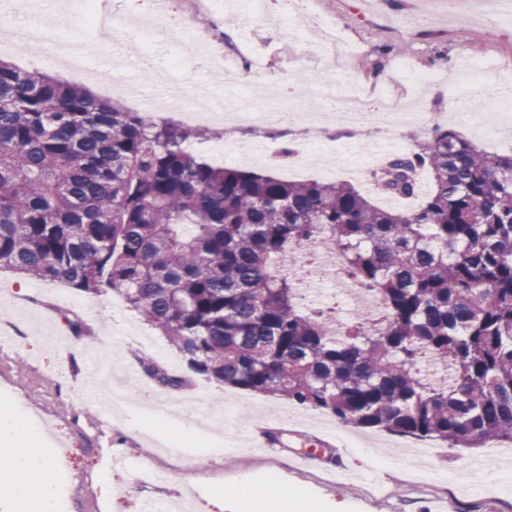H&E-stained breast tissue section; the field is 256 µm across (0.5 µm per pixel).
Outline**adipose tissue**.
Wrapping results in <instances>:
<instances>
[{"instance_id": "adipose-tissue-1", "label": "adipose tissue", "mask_w": 512, "mask_h": 512, "mask_svg": "<svg viewBox=\"0 0 512 512\" xmlns=\"http://www.w3.org/2000/svg\"><path fill=\"white\" fill-rule=\"evenodd\" d=\"M36 437L29 424L16 418L9 408L0 409V496L11 505V512H55L51 469L35 448ZM31 471L41 472L39 487L24 480Z\"/></svg>"}]
</instances>
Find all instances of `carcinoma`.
<instances>
[{
	"instance_id": "obj_1",
	"label": "carcinoma",
	"mask_w": 512,
	"mask_h": 512,
	"mask_svg": "<svg viewBox=\"0 0 512 512\" xmlns=\"http://www.w3.org/2000/svg\"><path fill=\"white\" fill-rule=\"evenodd\" d=\"M197 136L0 63V267L117 293L209 381L450 448L512 442V155L437 124L372 174L395 197L430 175L397 211L348 182L214 167L188 152ZM322 231L382 304L343 336L285 271Z\"/></svg>"
}]
</instances>
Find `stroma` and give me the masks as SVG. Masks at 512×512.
<instances>
[{"instance_id":"stroma-1","label":"stroma","mask_w":512,"mask_h":512,"mask_svg":"<svg viewBox=\"0 0 512 512\" xmlns=\"http://www.w3.org/2000/svg\"><path fill=\"white\" fill-rule=\"evenodd\" d=\"M117 19L113 37L90 26L77 13L43 11L40 19L53 23L61 37L84 42H102L105 50L93 57L96 76L89 84L101 89L120 76L138 86L137 98L120 96L132 112H152L156 122L183 125L173 110L160 108L171 80L184 87L207 86L213 103L221 107L246 103L265 107L263 78L278 74L287 83L278 84L277 96L289 101L291 86L307 88L304 104L317 109L323 94L336 101L363 93L377 101L379 91L405 104L415 89L399 68L412 62L421 72L435 76L427 101L429 111L440 114L470 112L471 88L500 84L491 65L496 58L512 57V24L494 30L455 22L446 6H439L420 25L405 28L402 17L416 13L420 0H382L379 6L360 10L357 0H333L335 20L343 29L347 48L342 63L333 68L297 65L293 56L301 50L315 51L321 32H308L297 44L287 18L267 7L254 15L252 0H217L213 11L222 12L232 35L224 41L228 54L254 48L262 52V71L243 78L241 84H224L214 68L194 64L190 48V22L185 0H173L170 13H156V0H115ZM151 17L174 33L172 41L152 47L159 80L142 82L138 71L114 72L115 54L147 44L143 30L132 26L135 18ZM407 46V55L395 53V45ZM321 148L326 156L354 162L364 143L380 141V134L360 132L339 117L326 116L321 125ZM235 141L251 148L239 166L248 171L271 172L291 177L296 151L304 137L299 127L262 125L236 131ZM90 325L96 332L94 346L75 335L73 322ZM0 331L5 346L0 349V404L47 432L49 441L39 448L54 459L56 445L70 453L72 475L67 493L74 512H140L146 499L187 502L188 512H235L232 501L217 502L211 486H230L245 475L261 487L287 489L315 504L319 512H512V468H503L484 481L469 477L474 461L485 459L496 442L465 452L436 443H418L382 431L353 429L358 445L331 448L317 445L321 433L309 410L294 409L295 420L280 418L288 402L223 387L201 377L191 378L190 392L197 397L196 419L185 421L196 434L193 451L178 450L174 441H162L130 418L112 410L111 401L94 392L98 374L109 373L115 390L136 375L139 387L159 397L173 399L177 393L161 386L143 371L141 359L157 362L169 374H188L185 362L161 333L130 309L116 293L88 294L59 283L21 279L0 271ZM215 412L231 438L224 450H210L202 414ZM275 430L279 441L267 448L250 446L238 438L239 430ZM313 454L310 466L297 464L296 453Z\"/></svg>"}]
</instances>
